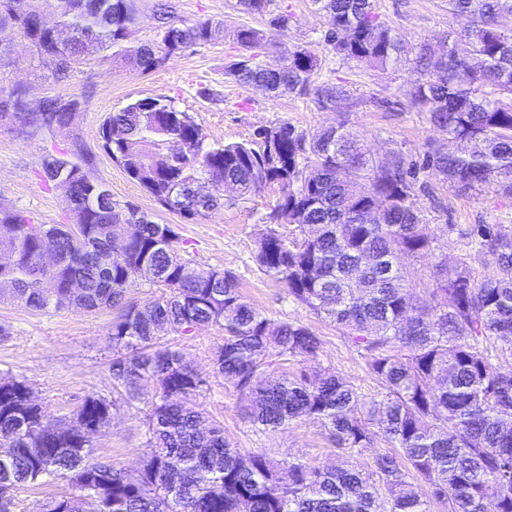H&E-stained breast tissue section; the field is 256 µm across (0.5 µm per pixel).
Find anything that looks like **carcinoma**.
Returning a JSON list of instances; mask_svg holds the SVG:
<instances>
[{
  "mask_svg": "<svg viewBox=\"0 0 512 512\" xmlns=\"http://www.w3.org/2000/svg\"><path fill=\"white\" fill-rule=\"evenodd\" d=\"M328 17L324 43L346 61H366L384 73H407L408 107L461 152L429 144L426 166L442 184L463 193L493 191L512 199V0H448L460 20L448 44L420 43L412 57L373 0H311ZM71 36L39 27L45 8ZM156 41L130 40L134 0H0V29L12 26L51 59L64 83L95 49L134 62L142 71L209 43L223 25L181 19L169 0L159 4ZM240 59L226 75L261 84L274 97L313 96L321 109L347 100L345 87L319 80L323 59L289 47L281 62L263 59L274 35L239 26L232 31ZM466 46L457 52L456 43ZM29 89L0 91V122L47 130L74 119L49 96L32 109ZM267 147L247 142L205 144L201 126L171 97L136 99L99 128L103 150L163 208L197 221L266 186L277 187L256 241L259 270L288 297L343 329L384 392L367 397L342 376L312 365L321 338L299 320L276 321L250 303L232 273L195 265L178 252V235L138 206L100 195L108 188L80 154L42 162L46 181L72 174L66 204L73 224H35L0 204V252L16 253L0 279L26 308L92 312L121 308L108 333L116 397H87L73 417L54 418L31 406L17 388L0 393V512H11L18 486L66 478L76 493L47 500L40 512H83L89 495L98 512H512V225L467 229L480 252L493 256L487 275L474 276L467 258H438L431 287L420 296L408 284L404 260L431 255L437 238L414 203L413 168L395 154L368 153L346 121L314 131L286 122L263 126ZM292 226L285 235L277 227ZM58 259L43 263L42 236ZM156 275L160 296L125 300L142 266ZM453 275H448V268ZM82 284L74 294L68 279ZM216 324L224 344L213 358L242 411L261 433L313 420L349 454L383 439L389 449L362 466L344 461L320 468L303 456L275 459L264 448H238L215 420L202 426L196 403L204 380L184 355L162 342L171 333ZM276 354L305 364L277 378L263 376ZM154 388L141 407V390ZM145 413L150 454L138 476L95 457L72 425L107 427L110 412ZM426 487V492L418 490Z\"/></svg>",
  "mask_w": 512,
  "mask_h": 512,
  "instance_id": "obj_1",
  "label": "carcinoma"
}]
</instances>
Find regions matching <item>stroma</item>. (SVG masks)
<instances>
[{
  "mask_svg": "<svg viewBox=\"0 0 512 512\" xmlns=\"http://www.w3.org/2000/svg\"><path fill=\"white\" fill-rule=\"evenodd\" d=\"M172 2L178 17L210 18L227 25L229 32L215 42L191 46L147 73L102 51L81 61L70 80L58 84L51 77L48 60L40 58L12 29L0 31V41L13 45L11 58L0 62V87H27L35 105L47 96L75 94L83 98L68 128L22 134L13 126H0V202L26 212L38 224L71 223L64 193L45 182L42 162L47 154L80 148L91 156L93 173L108 182L114 199L133 202L152 213L156 221L174 227L183 258L233 272L242 293L257 308L280 320H301L320 336V367L335 371L366 396L380 393L381 383L368 374L363 359L336 324L294 304L284 286L255 265L252 252L256 240L269 229L263 217L273 199V188L189 223L178 213L162 209L112 161L100 146L98 130L105 117L133 99L169 96L201 125L209 144L249 141L261 126L287 122L312 131L343 118L376 157L400 152L419 162L428 143H446V135L430 125L425 113L408 108L401 88L403 76L378 72L363 62L331 65L332 75L344 79L355 102L346 114L319 110L307 96L273 99L260 88L239 85L226 76L227 66L241 55L231 29L241 25L264 29L281 16L287 17V27L267 44L266 58H282L285 48L293 45L326 56L323 38L328 20L315 13L309 0H270L261 15L237 11L234 0ZM375 8L409 48L425 40L446 43L449 32L457 27L446 0H375ZM203 87L220 93L221 102L200 96ZM418 180L422 188L416 206L434 230L440 253L470 254L476 276L491 271L492 257L473 253L460 231L471 224L512 225V200L491 192L476 195L442 188L427 168L419 171ZM116 316L113 308L86 313L50 306L33 312L9 296L0 297V323L11 328L8 337L0 338V377L26 381L38 403L56 418L73 414L87 396H111L113 348L108 332ZM165 341L180 350L204 379L198 402L209 418L223 423L231 442L248 449L264 447L274 457L300 453L319 467L343 460V452L312 421L256 438L237 392L214 371L212 359L224 342L221 326H199L185 334L168 335ZM146 429L143 416L123 410L114 413L109 428L94 439L96 457L112 460L127 472L136 469L151 451Z\"/></svg>",
  "mask_w": 512,
  "mask_h": 512,
  "instance_id": "obj_1",
  "label": "stroma"
}]
</instances>
